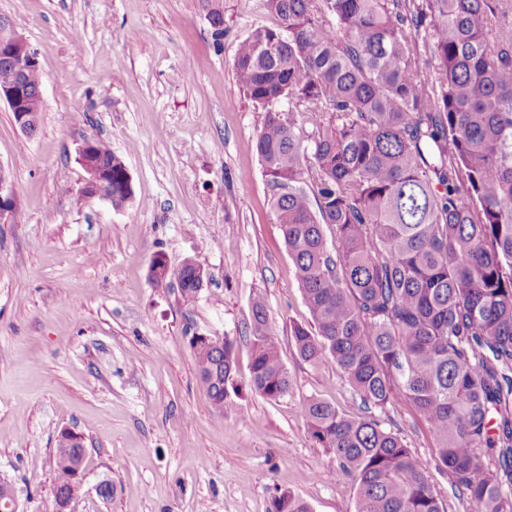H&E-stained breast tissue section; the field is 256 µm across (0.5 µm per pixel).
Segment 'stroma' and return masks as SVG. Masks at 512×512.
Listing matches in <instances>:
<instances>
[{
    "instance_id": "obj_1",
    "label": "stroma",
    "mask_w": 512,
    "mask_h": 512,
    "mask_svg": "<svg viewBox=\"0 0 512 512\" xmlns=\"http://www.w3.org/2000/svg\"><path fill=\"white\" fill-rule=\"evenodd\" d=\"M208 12L207 0H0L38 53L44 97L31 136L0 104V165L18 201L0 222V481L18 512H54L65 428L87 448L70 512H270L283 489L312 512H356L353 482L302 405L317 397L354 416L361 402L335 364L295 346L294 326L312 320L256 151L266 112L234 68L239 41L277 18L260 0H224L218 48ZM88 139L124 162L123 208L81 195ZM158 254L206 269L195 298L150 278ZM257 295L292 381L276 400L250 386ZM196 333L234 345L225 412L198 379ZM381 418L424 462L445 512H470L413 407L397 399Z\"/></svg>"
}]
</instances>
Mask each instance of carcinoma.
Listing matches in <instances>:
<instances>
[{"label":"carcinoma","instance_id":"1","mask_svg":"<svg viewBox=\"0 0 512 512\" xmlns=\"http://www.w3.org/2000/svg\"><path fill=\"white\" fill-rule=\"evenodd\" d=\"M262 5L279 24L254 28L234 67L266 112L256 149L315 325L293 339L303 360L336 364L365 409L351 419L309 399L310 434L353 480L356 512H444L422 461L375 413L401 395L471 512H512V0ZM295 100L300 122L284 108ZM96 157L125 200L124 163L99 140ZM157 266L197 293L194 265ZM251 328L252 389L279 399L291 378L260 296ZM190 347L211 404L230 406L233 342ZM81 453L55 454L54 498L82 493ZM271 512L311 510L282 493Z\"/></svg>","mask_w":512,"mask_h":512}]
</instances>
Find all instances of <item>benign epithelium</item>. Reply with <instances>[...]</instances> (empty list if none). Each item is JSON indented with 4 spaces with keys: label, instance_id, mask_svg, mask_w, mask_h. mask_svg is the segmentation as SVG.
I'll return each mask as SVG.
<instances>
[{
    "label": "benign epithelium",
    "instance_id": "1",
    "mask_svg": "<svg viewBox=\"0 0 512 512\" xmlns=\"http://www.w3.org/2000/svg\"><path fill=\"white\" fill-rule=\"evenodd\" d=\"M0 63L14 71V78L0 85V102L7 103L15 114L16 123L26 134L37 132V109L30 97L26 77L29 71L40 67L36 51L27 40L16 33L6 18L0 16ZM94 143L86 140L78 149V162L85 172L80 192L87 198L112 200V171L96 162ZM16 211V195L8 173L0 166V219Z\"/></svg>",
    "mask_w": 512,
    "mask_h": 512
}]
</instances>
